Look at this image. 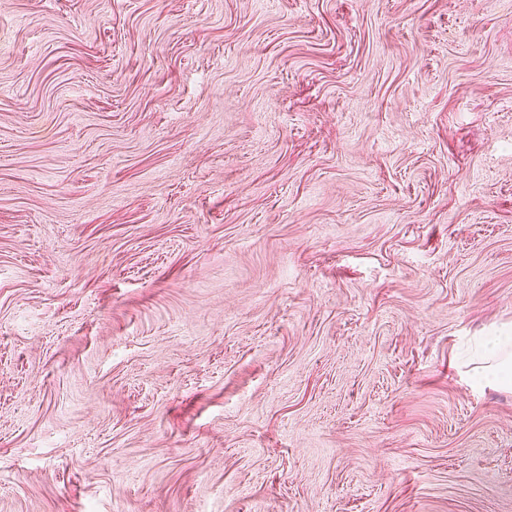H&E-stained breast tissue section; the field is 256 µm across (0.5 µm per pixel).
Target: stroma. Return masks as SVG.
<instances>
[{
	"label": "stroma",
	"mask_w": 512,
	"mask_h": 512,
	"mask_svg": "<svg viewBox=\"0 0 512 512\" xmlns=\"http://www.w3.org/2000/svg\"><path fill=\"white\" fill-rule=\"evenodd\" d=\"M512 0H0V512H512ZM478 362L469 363L466 374L478 386L496 384L512 386V330L503 328L485 336L478 344Z\"/></svg>",
	"instance_id": "1"
}]
</instances>
